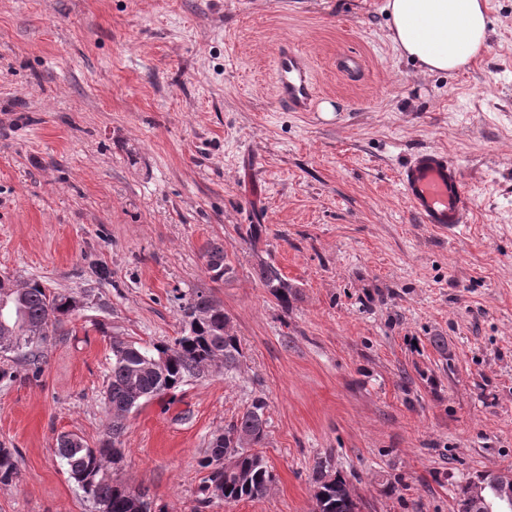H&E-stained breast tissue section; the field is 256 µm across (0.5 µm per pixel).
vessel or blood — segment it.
I'll return each instance as SVG.
<instances>
[{
	"label": "vessel or blood",
	"mask_w": 512,
	"mask_h": 512,
	"mask_svg": "<svg viewBox=\"0 0 512 512\" xmlns=\"http://www.w3.org/2000/svg\"><path fill=\"white\" fill-rule=\"evenodd\" d=\"M277 101L291 112L311 111L315 87L308 61L302 51L283 45L276 57ZM398 183L413 212L423 223L446 229L467 222L468 206L458 167L438 150H420L400 168Z\"/></svg>",
	"instance_id": "obj_1"
}]
</instances>
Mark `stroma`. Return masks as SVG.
I'll use <instances>...</instances> for the list:
<instances>
[{
	"label": "stroma",
	"mask_w": 512,
	"mask_h": 512,
	"mask_svg": "<svg viewBox=\"0 0 512 512\" xmlns=\"http://www.w3.org/2000/svg\"><path fill=\"white\" fill-rule=\"evenodd\" d=\"M384 5L0 0V275L81 303L40 373L0 352V445L19 452L0 512H95L56 439L99 446L113 337L173 344L197 291L244 356L128 415L113 477L151 512H313L320 462L361 512H458L464 487L512 471V0H488L489 47L452 73L402 56ZM284 41L333 112L280 107ZM420 149L459 167L464 233L403 196ZM213 240L229 279L204 267ZM258 397L274 483L201 506L200 460ZM202 256L205 261V269L209 274H211V277L214 280L223 279V277L219 275V272L221 271H223V275L227 274L224 279L230 278L234 273V269L228 259V254L224 251L223 243L216 241L207 243ZM256 276L282 306H288L289 298L292 294L290 292L291 287L274 265L267 262L260 263L256 270Z\"/></svg>",
	"instance_id": "1"
}]
</instances>
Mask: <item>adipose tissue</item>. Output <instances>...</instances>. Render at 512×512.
I'll return each mask as SVG.
<instances>
[{"mask_svg": "<svg viewBox=\"0 0 512 512\" xmlns=\"http://www.w3.org/2000/svg\"><path fill=\"white\" fill-rule=\"evenodd\" d=\"M390 38L426 71L453 72L488 48L487 0H386Z\"/></svg>", "mask_w": 512, "mask_h": 512, "instance_id": "ef3b65f1", "label": "adipose tissue"}]
</instances>
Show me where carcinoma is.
Segmentation results:
<instances>
[{
  "instance_id": "obj_1",
  "label": "carcinoma",
  "mask_w": 512,
  "mask_h": 512,
  "mask_svg": "<svg viewBox=\"0 0 512 512\" xmlns=\"http://www.w3.org/2000/svg\"><path fill=\"white\" fill-rule=\"evenodd\" d=\"M203 259L206 271L215 280L221 279L222 272L229 276L234 273L220 242L207 243ZM256 276L282 306H288L290 286L274 265L260 263ZM75 302L73 296L52 292L37 280L8 279V287L0 285V350L16 352L28 364L39 367L40 345L47 341V332L57 329L74 312ZM182 312L183 334L172 347H149L118 336L112 338V370L104 399L108 417L106 439L92 448L75 433L57 438L55 453L69 478L88 501L104 508V512H150L145 493L112 478V469L123 460L117 445L127 415L142 400L162 396L190 378L205 376L214 367L233 369L243 357L240 340L229 328L230 318L210 295L194 293ZM162 354L163 362L152 369L141 368L144 358L158 359ZM265 410L266 401L257 398L224 428V447L237 453L241 478H227L224 468L219 466L223 452L209 447L200 462L208 470L200 488L202 503H210L215 490L221 492L226 504L261 498L267 493L275 477L264 458L251 451V447L262 444L266 438ZM237 434L251 436L252 445L245 447L233 441ZM18 464L16 452L0 446V483L12 480ZM315 483L321 489L315 512H358V503L341 475L333 476L320 466Z\"/></svg>"
}]
</instances>
